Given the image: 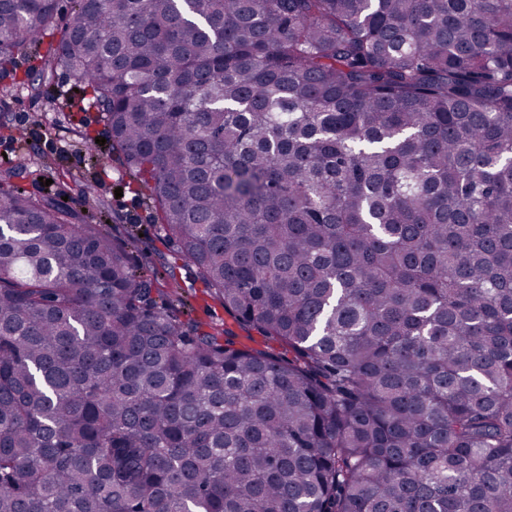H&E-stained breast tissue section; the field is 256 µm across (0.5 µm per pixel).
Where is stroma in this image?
Instances as JSON below:
<instances>
[{
	"label": "stroma",
	"mask_w": 512,
	"mask_h": 512,
	"mask_svg": "<svg viewBox=\"0 0 512 512\" xmlns=\"http://www.w3.org/2000/svg\"><path fill=\"white\" fill-rule=\"evenodd\" d=\"M44 51V46H33L27 55L16 57L13 75L0 77V89L8 91L7 96H0V105H6L10 119L8 126H0V154L23 169L17 185L38 197L66 198L79 223L111 222L120 231L143 234L151 246L137 252L135 260L141 266L157 269L166 262H175V280L162 278L157 286L181 300L184 318L204 330L217 328L218 340L264 348L266 339L225 311L198 278L192 263L174 260V247L162 239L148 195L127 189L129 176L120 162H113L104 171L93 167L77 132L84 128L101 137L106 128L100 112L78 92V80L60 68L39 91L22 84V77L37 67ZM118 188L123 191L119 197L114 194ZM93 197L107 203V212L90 205Z\"/></svg>",
	"instance_id": "obj_1"
}]
</instances>
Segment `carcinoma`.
<instances>
[{"mask_svg": "<svg viewBox=\"0 0 512 512\" xmlns=\"http://www.w3.org/2000/svg\"><path fill=\"white\" fill-rule=\"evenodd\" d=\"M0 4L162 236L0 183V512H512V0ZM288 354H283V351ZM158 288L178 297L182 301L181 311L184 319H191L201 329L210 331L218 328L220 342L230 340L236 346L263 349L269 343L256 330L240 325L235 318L224 311L223 304L198 278L195 266L184 259L177 260L176 281L160 278Z\"/></svg>", "mask_w": 512, "mask_h": 512, "instance_id": "obj_1", "label": "carcinoma"}]
</instances>
